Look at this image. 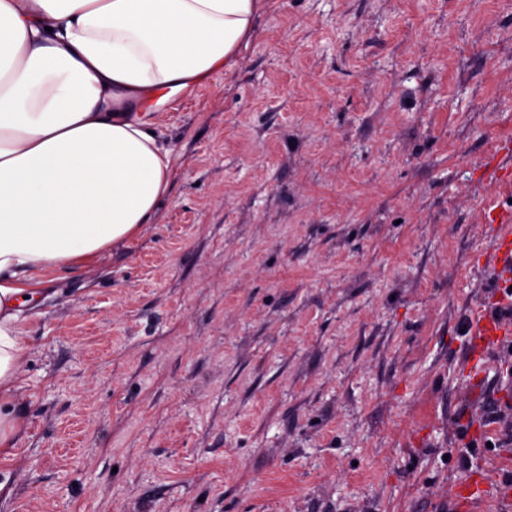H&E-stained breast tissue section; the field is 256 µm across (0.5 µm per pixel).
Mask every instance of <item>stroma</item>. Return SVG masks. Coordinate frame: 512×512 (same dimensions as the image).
<instances>
[{"label":"stroma","instance_id":"1","mask_svg":"<svg viewBox=\"0 0 512 512\" xmlns=\"http://www.w3.org/2000/svg\"><path fill=\"white\" fill-rule=\"evenodd\" d=\"M154 121L153 222L30 283L0 512H443L512 476L504 347L464 356L512 0H265ZM486 491H483L478 483H475L459 488L450 499L455 500L457 505H461L462 508L471 512H482L485 510L483 502Z\"/></svg>","mask_w":512,"mask_h":512}]
</instances>
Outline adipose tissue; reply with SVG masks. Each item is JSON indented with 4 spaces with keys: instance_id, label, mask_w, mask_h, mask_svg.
Returning a JSON list of instances; mask_svg holds the SVG:
<instances>
[{
    "instance_id": "1",
    "label": "adipose tissue",
    "mask_w": 512,
    "mask_h": 512,
    "mask_svg": "<svg viewBox=\"0 0 512 512\" xmlns=\"http://www.w3.org/2000/svg\"><path fill=\"white\" fill-rule=\"evenodd\" d=\"M263 0H0V454L33 272L152 223L173 151L154 113L232 67Z\"/></svg>"
}]
</instances>
